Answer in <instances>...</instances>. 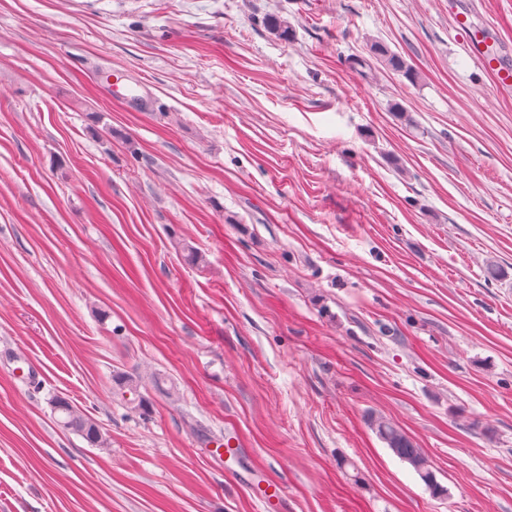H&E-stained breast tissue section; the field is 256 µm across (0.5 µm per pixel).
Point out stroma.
Masks as SVG:
<instances>
[{
  "mask_svg": "<svg viewBox=\"0 0 512 512\" xmlns=\"http://www.w3.org/2000/svg\"><path fill=\"white\" fill-rule=\"evenodd\" d=\"M458 12L512 61V0H0V512H512V89ZM456 27L459 34L470 41L474 57L482 68L492 74L495 84L499 88L510 90L512 88V65L502 63L498 53L488 51L486 40L475 32L466 15L459 14L456 17ZM372 53L377 63H380L385 68L402 73L408 78H414V71L408 63L400 56L392 54L386 47L380 44H375L372 47ZM53 410L54 414L58 415L56 422L60 427L77 433L92 447H108L109 440L100 426L69 399L56 398L53 403ZM368 423L378 438L402 461L408 463L433 496H441L446 489L438 482L431 461L422 448L396 423L381 415H370ZM247 489L261 503L264 512H286L285 494L281 484L268 482L263 491H258L255 486L248 484Z\"/></svg>",
  "mask_w": 512,
  "mask_h": 512,
  "instance_id": "1",
  "label": "stroma"
}]
</instances>
